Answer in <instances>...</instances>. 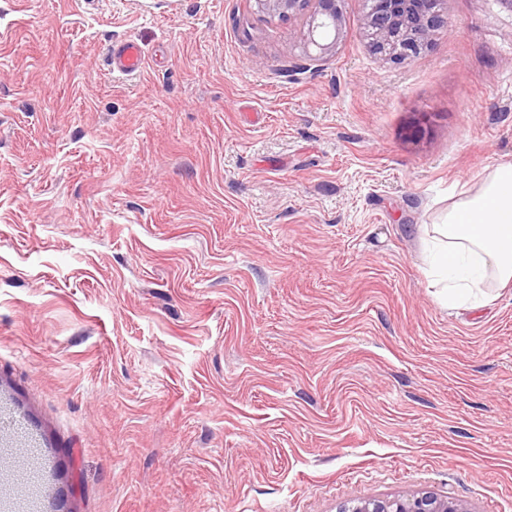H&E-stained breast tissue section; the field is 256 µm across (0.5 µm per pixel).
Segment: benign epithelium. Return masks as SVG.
Returning <instances> with one entry per match:
<instances>
[{"label":"benign epithelium","mask_w":512,"mask_h":512,"mask_svg":"<svg viewBox=\"0 0 512 512\" xmlns=\"http://www.w3.org/2000/svg\"><path fill=\"white\" fill-rule=\"evenodd\" d=\"M364 36L377 54L393 62L415 58L432 36L447 29L441 8L444 0H367ZM270 17L289 18L314 5L303 39V52L311 61H325L336 52L343 30V0H255ZM351 512H471L466 503L430 492L404 493L393 498H367Z\"/></svg>","instance_id":"7a95c632"}]
</instances>
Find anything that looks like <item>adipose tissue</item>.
<instances>
[{
  "mask_svg": "<svg viewBox=\"0 0 512 512\" xmlns=\"http://www.w3.org/2000/svg\"><path fill=\"white\" fill-rule=\"evenodd\" d=\"M424 259L448 306L484 305L488 283L512 282V165H502L442 223L424 229Z\"/></svg>",
  "mask_w": 512,
  "mask_h": 512,
  "instance_id": "1",
  "label": "adipose tissue"
}]
</instances>
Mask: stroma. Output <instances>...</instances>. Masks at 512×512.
Masks as SVG:
<instances>
[{
	"label": "stroma",
	"mask_w": 512,
	"mask_h": 512,
	"mask_svg": "<svg viewBox=\"0 0 512 512\" xmlns=\"http://www.w3.org/2000/svg\"><path fill=\"white\" fill-rule=\"evenodd\" d=\"M342 11L314 62L255 0H0V512H512V283L418 249L512 164V7L401 63ZM110 62L113 73L121 75L134 74L142 65V50L139 45L132 42L114 46L111 52ZM351 512H471L466 503L430 492L404 493L393 498L371 497L362 500Z\"/></svg>",
	"instance_id": "stroma-1"
}]
</instances>
